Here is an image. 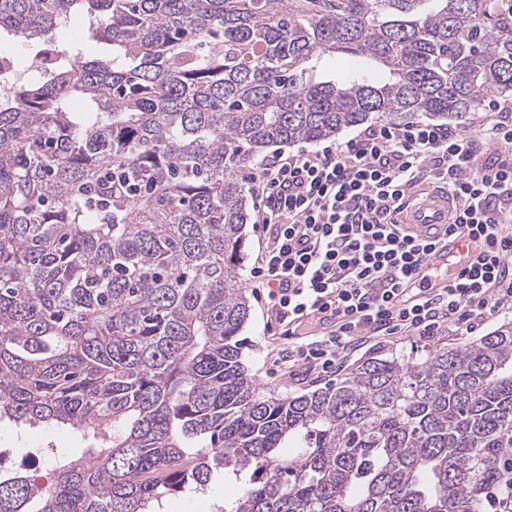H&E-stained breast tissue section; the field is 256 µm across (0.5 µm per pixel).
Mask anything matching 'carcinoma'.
Here are the masks:
<instances>
[{"instance_id":"obj_1","label":"carcinoma","mask_w":512,"mask_h":512,"mask_svg":"<svg viewBox=\"0 0 512 512\" xmlns=\"http://www.w3.org/2000/svg\"><path fill=\"white\" fill-rule=\"evenodd\" d=\"M67 15L112 59L44 50L0 104V417L90 447L46 452L40 486L0 477V512H163L218 473L246 490L214 512H484L512 448V323L264 394L239 339L244 168L368 121L466 122L512 94V7L0 0V32ZM334 54L346 80L315 79Z\"/></svg>"}]
</instances>
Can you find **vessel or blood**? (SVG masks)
Wrapping results in <instances>:
<instances>
[{
  "label": "vessel or blood",
  "instance_id": "vessel-or-blood-1",
  "mask_svg": "<svg viewBox=\"0 0 512 512\" xmlns=\"http://www.w3.org/2000/svg\"><path fill=\"white\" fill-rule=\"evenodd\" d=\"M451 203L447 195L433 191L420 202L406 201L393 216L405 230L434 241L425 265L415 275V282L442 288L467 269L478 253L475 243L460 232L448 231Z\"/></svg>",
  "mask_w": 512,
  "mask_h": 512
}]
</instances>
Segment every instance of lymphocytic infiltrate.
Here are the masks:
<instances>
[{
    "mask_svg": "<svg viewBox=\"0 0 512 512\" xmlns=\"http://www.w3.org/2000/svg\"><path fill=\"white\" fill-rule=\"evenodd\" d=\"M447 187L454 223L485 240L468 273L411 297L432 250L392 214L421 172ZM256 221L268 238L250 271L288 342L285 363L336 373L367 342L480 325L512 308V121L496 112L480 135L424 122L367 127L342 145L252 163ZM332 330L301 341L311 320Z\"/></svg>",
    "mask_w": 512,
    "mask_h": 512,
    "instance_id": "obj_1",
    "label": "lymphocytic infiltrate"
}]
</instances>
